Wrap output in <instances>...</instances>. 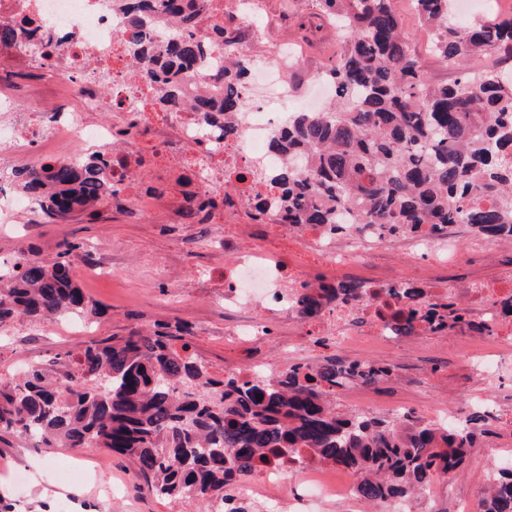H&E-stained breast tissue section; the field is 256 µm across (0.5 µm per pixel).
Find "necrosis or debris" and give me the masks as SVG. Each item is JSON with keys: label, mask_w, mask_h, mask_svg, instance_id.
<instances>
[{"label": "necrosis or debris", "mask_w": 512, "mask_h": 512, "mask_svg": "<svg viewBox=\"0 0 512 512\" xmlns=\"http://www.w3.org/2000/svg\"><path fill=\"white\" fill-rule=\"evenodd\" d=\"M31 18L42 21L41 34L51 40L36 57L40 69L65 81L73 96L78 97L80 107L56 112L48 129L43 128L37 115L27 114L25 146L37 148L49 132L71 143V159L86 157L92 148L111 142L116 133L114 126L90 122L89 113L118 112L125 127L135 131L136 136L126 148L104 155L112 172L114 208L144 212L145 197L133 192L132 184L146 168L163 162L177 167L183 175V206H191L223 186L230 195L224 205L225 213L249 211L250 194L265 187L263 173L282 163L281 157L265 151L264 144L293 117L288 87L282 79L297 60L291 47L282 43L272 57L248 58L249 92L256 103L241 119V136L228 140L220 126L207 123L197 113H167L166 125L161 128L145 107L130 106L126 93L129 73L120 52V17L112 12V0H0V21L16 23ZM92 64L109 70L111 93H104L87 76V68ZM274 231L297 241L303 258L313 254L324 260L330 273L315 281L314 290L355 279L364 286L362 297L327 303L320 319L307 320L297 302L305 277L303 259L297 263L269 262L241 247L244 240L265 237ZM381 242L371 225L352 227L339 235L321 226L291 224L271 215H250L247 223L235 225L233 234L224 238V301L231 307L261 303L262 315L250 323L225 327V336L242 344L231 373L253 377L268 369V361L253 341L263 334L271 320L294 324L296 335L302 337L310 355L334 348L341 351L364 340L395 348L404 336L384 317L383 309L404 305L405 280L370 263L371 245ZM496 244V239L473 234L448 253L440 240L420 235L401 237L396 242L409 259L421 263L424 269L415 281L421 291L422 309L448 315L455 311L456 301L463 295L468 299L467 311L487 326V336L496 346V353H466L462 359L474 366L480 379L490 383L512 374V318L503 317L500 312L501 302L512 299V277L473 279L459 287L442 278L441 273L458 265L466 249L489 250Z\"/></svg>", "instance_id": "4bbe7bcc"}]
</instances>
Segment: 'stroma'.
Returning a JSON list of instances; mask_svg holds the SVG:
<instances>
[{
  "instance_id": "stroma-1",
  "label": "stroma",
  "mask_w": 512,
  "mask_h": 512,
  "mask_svg": "<svg viewBox=\"0 0 512 512\" xmlns=\"http://www.w3.org/2000/svg\"><path fill=\"white\" fill-rule=\"evenodd\" d=\"M267 27L259 39L268 46L291 40L304 48V57L287 74L293 91L308 94L305 76L322 69L340 48L336 26L321 16L316 0H267ZM11 99L9 114L0 125L10 126L17 112H43L59 108L68 98L54 80H41L31 63L16 50L0 51V100ZM170 198L155 199L144 216L136 218L103 206L104 221L81 215L66 223H49L41 212L14 213L9 227L0 226V263L11 262L17 251L31 250L39 258L54 260L62 240L74 249L69 257L75 278L86 296L104 310L98 318L78 328L70 316L48 323L26 318L10 322L9 335L0 334V383L14 381L30 365L47 368L52 379L71 369L68 357L81 347L107 336L125 335L131 328L154 324L185 325L191 330V351L223 374L233 361L224 337V324L252 320L251 308L224 307V284L215 276L224 265L220 224L174 222L178 187ZM512 270V245H502L490 254L473 252L461 266L451 270L455 279H494ZM457 336L441 340L414 336L393 351L367 342L351 346L346 354L392 353L409 370V380L397 378L369 386L367 392L350 393L336 400L337 411L374 402L378 416L391 419L399 407L427 408L434 405L453 410L473 407L478 399L491 405L489 430L480 436L464 469L438 490L446 501L475 496L486 481L492 464L483 448L491 442L512 446V436L503 429L500 409L508 389H493L472 378L456 348ZM69 465L73 479L59 477L60 465ZM279 512H290L301 500L302 512H367L359 499L337 502L303 498L297 475H289L280 489ZM180 500L148 491L132 458L105 448H47L17 433H0V512H189Z\"/></svg>"
}]
</instances>
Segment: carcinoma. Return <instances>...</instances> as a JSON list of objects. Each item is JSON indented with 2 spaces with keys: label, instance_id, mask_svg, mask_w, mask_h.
<instances>
[{
  "label": "carcinoma",
  "instance_id": "1",
  "mask_svg": "<svg viewBox=\"0 0 512 512\" xmlns=\"http://www.w3.org/2000/svg\"><path fill=\"white\" fill-rule=\"evenodd\" d=\"M316 2L345 32L344 46L324 71L335 101L322 112L299 113L271 134L270 152L285 161L264 173L274 194L257 197L255 208L333 233L348 224H381L395 236L443 238L464 226L512 242V76L480 68L488 57L512 62V17L463 26L448 0H412L431 53L457 74L450 84H434L395 0ZM112 10L121 13V41L137 71L160 81L155 101L162 110L202 112L222 126L224 138L239 136L238 117L249 104L245 64L225 60L207 92L190 95L185 84L212 48L232 43L213 0H112ZM158 24L177 29L159 46L152 41ZM27 25L19 31L0 24V46H25L40 29L32 20ZM13 181L44 198L43 214L52 223L112 195L109 168L96 156L19 168ZM60 248L58 261L29 253L0 274L9 283L0 289V324L16 316L101 314L63 260L73 246L65 240ZM419 295L407 288V309L392 314L408 335L436 315L418 308ZM360 296L358 283L344 281L326 299ZM299 304L313 317L323 300L308 290ZM187 335L179 325L133 327L86 346L61 382L32 367L20 382L0 383V432L127 455L150 492L201 501L206 512L216 504L217 512H246L232 491L269 465H339L359 476L358 498L382 501L411 496L466 462L472 439L460 431L408 416L337 413L334 361L293 364L273 377L218 376L189 353ZM357 376L372 385L390 373L360 366ZM493 480L478 512H512V470Z\"/></svg>",
  "mask_w": 512,
  "mask_h": 512
}]
</instances>
